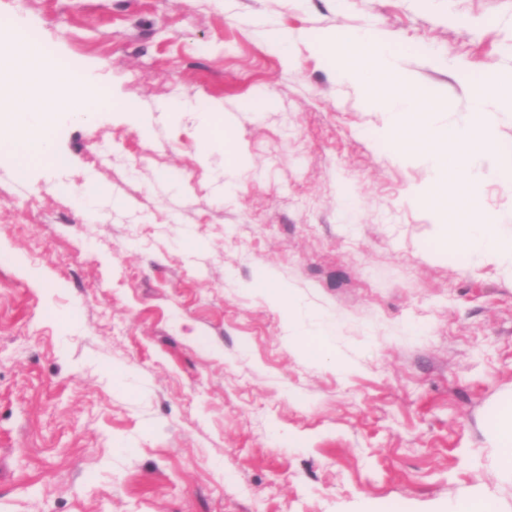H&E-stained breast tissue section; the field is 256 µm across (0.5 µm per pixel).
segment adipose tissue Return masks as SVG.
Segmentation results:
<instances>
[{
  "label": "adipose tissue",
  "mask_w": 512,
  "mask_h": 512,
  "mask_svg": "<svg viewBox=\"0 0 512 512\" xmlns=\"http://www.w3.org/2000/svg\"><path fill=\"white\" fill-rule=\"evenodd\" d=\"M10 71V84L18 93L7 106L0 108V125L14 133L9 143L11 152L23 166L52 161L55 157L52 128L58 115L68 112L79 118L91 117L99 101L56 92L58 79L45 72L39 50L14 57ZM37 77L42 83L37 96L33 97L25 88Z\"/></svg>",
  "instance_id": "1"
}]
</instances>
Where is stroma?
<instances>
[{
    "mask_svg": "<svg viewBox=\"0 0 512 512\" xmlns=\"http://www.w3.org/2000/svg\"><path fill=\"white\" fill-rule=\"evenodd\" d=\"M17 12L106 97L58 116L51 163L0 146V512H512V265L437 249L428 167L315 45L375 30L461 126L471 84L512 73V0H0ZM495 119L475 165L507 235ZM256 287L260 289L270 300L282 307L290 321L292 317L293 299L289 290L277 285L270 278L258 281ZM497 448H501L504 462L512 463V404L505 405L497 415Z\"/></svg>",
    "mask_w": 512,
    "mask_h": 512,
    "instance_id": "35a3bbf8",
    "label": "stroma"
}]
</instances>
